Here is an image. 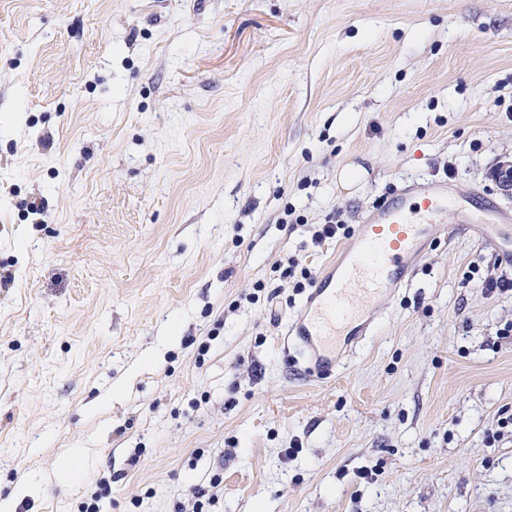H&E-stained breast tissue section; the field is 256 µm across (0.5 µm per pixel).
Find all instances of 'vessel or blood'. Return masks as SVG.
<instances>
[{
    "instance_id": "1",
    "label": "vessel or blood",
    "mask_w": 512,
    "mask_h": 512,
    "mask_svg": "<svg viewBox=\"0 0 512 512\" xmlns=\"http://www.w3.org/2000/svg\"><path fill=\"white\" fill-rule=\"evenodd\" d=\"M451 211L512 264V215L479 196L461 204L437 181L403 189L355 226L287 324L285 336L296 343L309 374L336 372L342 354L366 336L375 303L406 284L412 263L425 256L436 226Z\"/></svg>"
}]
</instances>
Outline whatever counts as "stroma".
I'll return each mask as SVG.
<instances>
[{
	"mask_svg": "<svg viewBox=\"0 0 512 512\" xmlns=\"http://www.w3.org/2000/svg\"><path fill=\"white\" fill-rule=\"evenodd\" d=\"M507 158L512 0H0V498L512 512V265L448 214L324 378L282 276L408 182L511 214Z\"/></svg>",
	"mask_w": 512,
	"mask_h": 512,
	"instance_id": "35a3bbf8",
	"label": "stroma"
}]
</instances>
